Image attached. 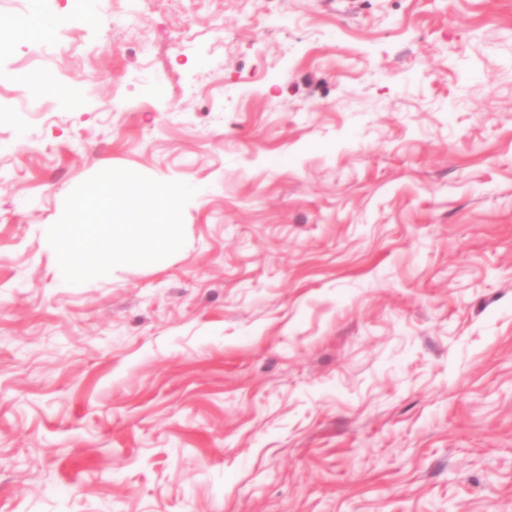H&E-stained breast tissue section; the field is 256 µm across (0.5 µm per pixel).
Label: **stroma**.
<instances>
[{"mask_svg":"<svg viewBox=\"0 0 512 512\" xmlns=\"http://www.w3.org/2000/svg\"><path fill=\"white\" fill-rule=\"evenodd\" d=\"M88 4L0 0V512H512V0ZM110 168L185 243L66 283Z\"/></svg>","mask_w":512,"mask_h":512,"instance_id":"1","label":"stroma"}]
</instances>
